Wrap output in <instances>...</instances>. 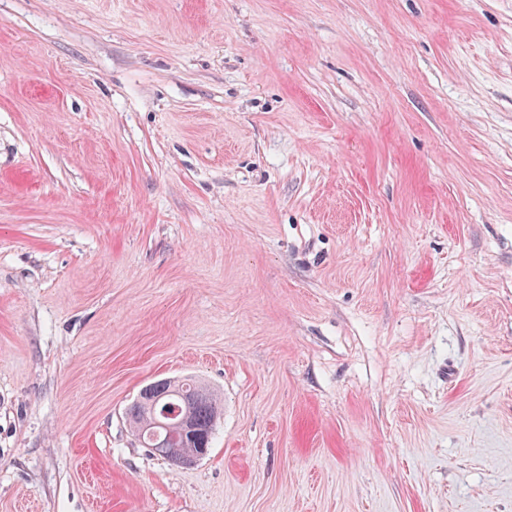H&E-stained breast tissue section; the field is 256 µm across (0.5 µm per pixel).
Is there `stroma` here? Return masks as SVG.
<instances>
[{"label":"stroma","mask_w":512,"mask_h":512,"mask_svg":"<svg viewBox=\"0 0 512 512\" xmlns=\"http://www.w3.org/2000/svg\"><path fill=\"white\" fill-rule=\"evenodd\" d=\"M0 512H512V0H0ZM188 413L195 426V437L188 444L177 439L178 421ZM134 431L144 448L174 462L193 454L196 448H210L218 419V405L212 394L192 379H162L143 387L128 412ZM206 453L183 458L190 466Z\"/></svg>","instance_id":"stroma-1"}]
</instances>
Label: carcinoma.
<instances>
[{"label":"carcinoma","mask_w":512,"mask_h":512,"mask_svg":"<svg viewBox=\"0 0 512 512\" xmlns=\"http://www.w3.org/2000/svg\"><path fill=\"white\" fill-rule=\"evenodd\" d=\"M186 413L194 423L195 437L184 444L177 436L178 421ZM128 415L143 447L177 463L197 448L210 447L219 412L213 395L193 380L162 379L141 389Z\"/></svg>","instance_id":"cac0c4a2"}]
</instances>
